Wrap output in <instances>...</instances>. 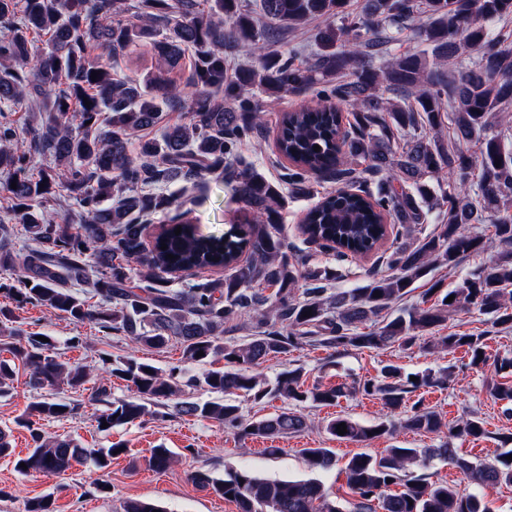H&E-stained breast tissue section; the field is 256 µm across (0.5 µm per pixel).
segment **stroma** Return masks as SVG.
Returning a JSON list of instances; mask_svg holds the SVG:
<instances>
[{"mask_svg": "<svg viewBox=\"0 0 512 512\" xmlns=\"http://www.w3.org/2000/svg\"><path fill=\"white\" fill-rule=\"evenodd\" d=\"M108 61L115 80L145 78L156 66V59L146 46L111 54ZM314 93L263 97L266 128L262 134L242 141L240 154L254 163L273 183L279 184L286 199L282 224L288 252L303 262L305 267L338 271L337 279L329 281V292L350 290L364 285L369 274L381 270L377 257H348L338 260L335 253L322 251L308 242L302 232L301 220L305 212L325 193L334 189L332 180L312 178L309 194L293 193L286 183L287 164L275 151L276 125L282 113L301 105L316 104ZM182 210L188 211L199 231L206 235H222L231 226L251 221L249 210L235 196L226 179L208 176L191 183L168 186ZM490 254H473L464 258L455 269L439 268L428 277L414 284L413 292L395 301L389 308L390 315L421 305L432 282H440L443 289L455 288L465 277L488 263ZM17 326L27 333H44L54 339V353L62 361L85 366L90 383H97L99 358L110 355L116 360L133 359L154 365L161 371L180 368L177 379V400H205L209 393L202 383L203 364L186 360L178 343L155 350L139 346L122 332L106 330L90 322H75L64 315L37 305L15 308ZM440 335L470 334L486 338L487 352L491 357H512V330L491 331L482 316L474 312L451 316L440 328ZM467 355L463 350L437 357L418 349L391 346L379 350H335L323 346H306L289 352L287 357L263 363L259 371L266 379L277 373L299 367L304 371L306 386L321 384L334 386L352 383L357 379L377 376L380 368L388 363L398 365L404 372L420 373L426 370L449 369L452 377L447 388H421L408 394L409 403L420 402L434 408L445 424H453L464 413H474L482 418L487 430L477 440L449 439L447 433L427 434L401 431L394 436H384L359 446L334 439L324 427L327 421L339 415L350 416L364 425L389 420L390 415L381 400L360 394L340 400L334 406L313 407L311 403L289 406L281 399L255 403L241 400L245 417L261 418L288 408H295L307 420L304 431L274 440L244 437L224 429L218 423L192 416L176 414L172 407L150 406L141 420L104 431L98 428L97 418L105 411L102 403H91L86 390L61 387L59 399L77 404L75 415L55 421L43 422V430L51 436L71 439L81 447L99 449L112 443H125L127 451L113 458L108 468H97L92 461L74 465L65 475H22L15 471L16 458L26 456L33 446L29 431L19 426L21 416L28 414L39 393L30 388L26 376L15 380L11 391L0 396V430L10 435L14 454L0 458V512H25L27 500L49 496L54 501L55 512H123L127 500L137 499L160 506L163 512H239L235 503L225 501L209 490L197 487L188 475L202 470L212 476L222 477L228 472L248 468L270 478L296 480L314 477L319 479L331 497L345 494L344 463L354 454L365 452L373 456L384 454L386 448H430L442 441H449L461 456L472 461H489L512 454V412L505 402L490 396L485 380L486 369L467 368ZM170 449L175 460L164 470L153 469L149 464L152 448ZM276 447V454H269V447ZM307 448H329L336 456L335 464L326 470H312L303 455ZM418 476L431 482H446L466 493L481 492L489 512H512V485L478 490L466 477L448 462L432 460L418 469Z\"/></svg>", "mask_w": 512, "mask_h": 512, "instance_id": "stroma-1", "label": "stroma"}]
</instances>
